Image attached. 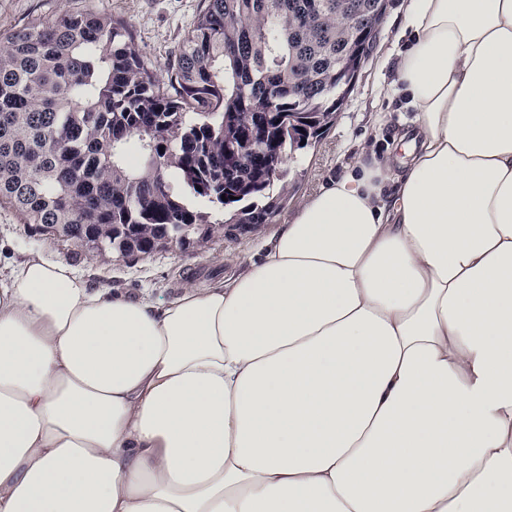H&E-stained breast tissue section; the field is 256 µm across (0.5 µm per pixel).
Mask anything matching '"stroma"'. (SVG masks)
I'll return each instance as SVG.
<instances>
[{"mask_svg":"<svg viewBox=\"0 0 512 512\" xmlns=\"http://www.w3.org/2000/svg\"><path fill=\"white\" fill-rule=\"evenodd\" d=\"M199 0H0V30L33 16H51L85 6L126 20L139 47L154 61L165 63L193 23ZM406 0H387L375 48L366 62L334 126L304 152L301 164L290 167L294 190L286 207L269 223L248 232H219L206 244L171 246L149 255L106 257L74 251L22 224L19 215L0 206V280L30 256L67 264L89 287L109 288L137 297L143 293L169 296L183 282L203 287L231 276L227 256L259 255L297 208L344 169L372 158L384 161L388 148L408 130L413 113L401 110L393 92L394 73L384 60L401 49L398 42Z\"/></svg>","mask_w":512,"mask_h":512,"instance_id":"stroma-1","label":"stroma"}]
</instances>
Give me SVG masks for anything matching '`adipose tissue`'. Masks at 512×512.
<instances>
[{
  "instance_id": "ef3b65f1",
  "label": "adipose tissue",
  "mask_w": 512,
  "mask_h": 512,
  "mask_svg": "<svg viewBox=\"0 0 512 512\" xmlns=\"http://www.w3.org/2000/svg\"><path fill=\"white\" fill-rule=\"evenodd\" d=\"M414 128L168 299L0 282V512H512V0H408Z\"/></svg>"
}]
</instances>
